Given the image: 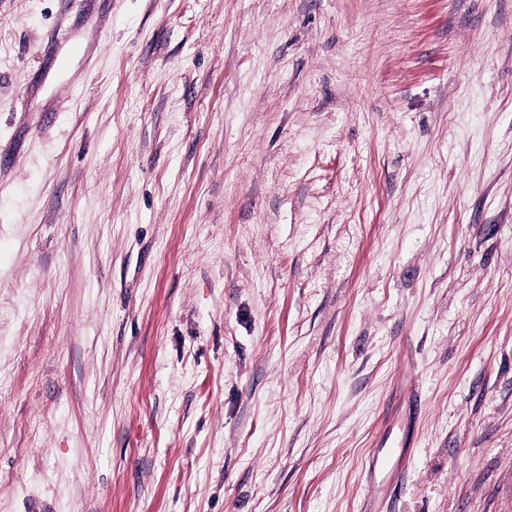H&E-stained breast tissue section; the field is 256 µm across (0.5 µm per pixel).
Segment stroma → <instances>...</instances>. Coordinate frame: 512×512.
Wrapping results in <instances>:
<instances>
[{
  "label": "stroma",
  "mask_w": 512,
  "mask_h": 512,
  "mask_svg": "<svg viewBox=\"0 0 512 512\" xmlns=\"http://www.w3.org/2000/svg\"><path fill=\"white\" fill-rule=\"evenodd\" d=\"M512 512V0H0V512Z\"/></svg>",
  "instance_id": "1"
}]
</instances>
